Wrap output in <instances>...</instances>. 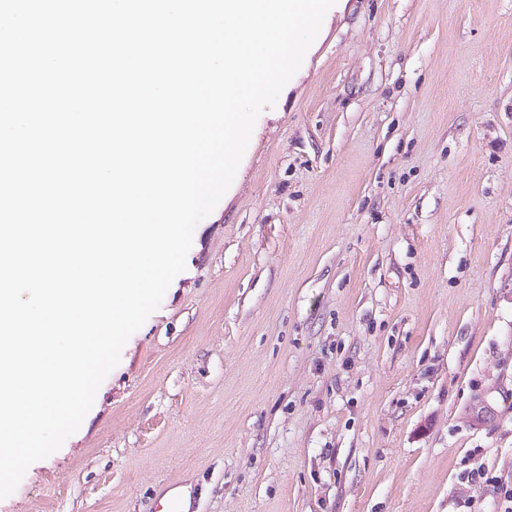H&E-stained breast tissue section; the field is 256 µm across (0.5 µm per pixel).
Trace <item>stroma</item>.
Segmentation results:
<instances>
[{
  "label": "stroma",
  "mask_w": 512,
  "mask_h": 512,
  "mask_svg": "<svg viewBox=\"0 0 512 512\" xmlns=\"http://www.w3.org/2000/svg\"><path fill=\"white\" fill-rule=\"evenodd\" d=\"M512 0H337L186 268L0 512H503Z\"/></svg>",
  "instance_id": "stroma-1"
}]
</instances>
